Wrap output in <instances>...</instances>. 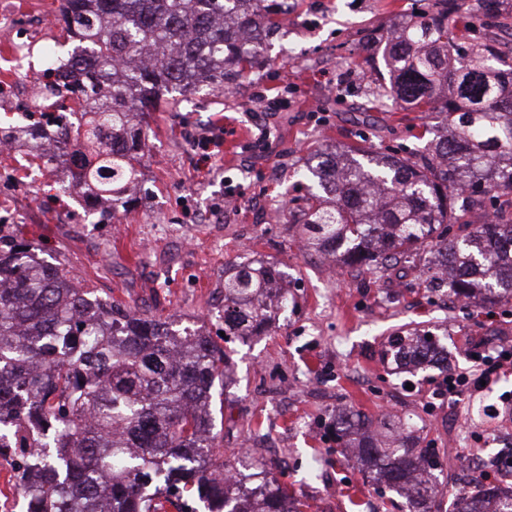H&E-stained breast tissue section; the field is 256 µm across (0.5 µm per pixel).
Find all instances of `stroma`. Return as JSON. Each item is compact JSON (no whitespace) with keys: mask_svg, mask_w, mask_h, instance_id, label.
<instances>
[{"mask_svg":"<svg viewBox=\"0 0 512 512\" xmlns=\"http://www.w3.org/2000/svg\"><path fill=\"white\" fill-rule=\"evenodd\" d=\"M413 0H285L294 24L266 45V63L233 93L204 91L170 102L150 119L149 153L134 208L102 224L65 171L39 168L29 144L0 168V224L11 225L98 294L182 327L224 329V268L245 257L267 260L287 277L292 300L274 332L228 344L225 384L213 390L216 445L234 455L248 444L272 462L279 481L300 497L303 512H403L395 492H377L355 458L344 457L330 422L340 409L373 420L410 422L438 462L439 499L460 485L449 459L477 455L512 438V372L498 371L478 391L437 396L439 367L387 371L381 354L392 336L431 331L449 368L472 366L465 351L512 343V300L494 309L457 304L447 291L402 276L342 267L328 273L305 253L294 225L257 223L249 205L224 213V193L256 187L271 209L303 204L315 191L305 174L314 154L361 144L380 153L423 149L416 136L439 119L392 109L365 72V29L390 25ZM58 0H0V127L37 114L29 81L46 70L47 53L66 58L73 43L53 18ZM283 99L261 107L257 96ZM218 134L224 147L209 167L194 143Z\"/></svg>","mask_w":512,"mask_h":512,"instance_id":"35a3bbf8","label":"stroma"}]
</instances>
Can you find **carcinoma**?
I'll use <instances>...</instances> for the list:
<instances>
[{
    "mask_svg": "<svg viewBox=\"0 0 512 512\" xmlns=\"http://www.w3.org/2000/svg\"><path fill=\"white\" fill-rule=\"evenodd\" d=\"M392 26L366 31L381 51L371 69L390 77L395 109L445 116L452 131L424 155L323 153L308 172L318 191L288 210L303 247L346 266L383 269L427 251L454 271L448 292H479L494 307L512 299V0H418ZM58 19L74 39L59 69L74 85L46 74L45 96L81 95L80 117L53 114L27 131L95 148L69 172L87 187L89 205L110 224L127 209L122 185L142 165L146 117L167 94L188 99L202 88L232 92L260 61L279 29V0H59ZM494 204L492 222L475 215ZM33 243L0 224V449L24 457L17 467L26 512H301V500L254 460L261 483L232 479L215 447L212 389L224 382L227 352L205 327L136 313L123 300L72 286V273L39 258ZM288 309L283 273L263 260L242 261L224 277V333L269 331ZM412 350L432 359L435 338L399 336L386 355ZM371 421L338 414L336 440L354 448L372 485L402 490L408 512H436L431 453L395 433L378 443ZM454 512H512V494L484 485L458 495Z\"/></svg>",
    "mask_w": 512,
    "mask_h": 512,
    "instance_id": "obj_1",
    "label": "carcinoma"
}]
</instances>
